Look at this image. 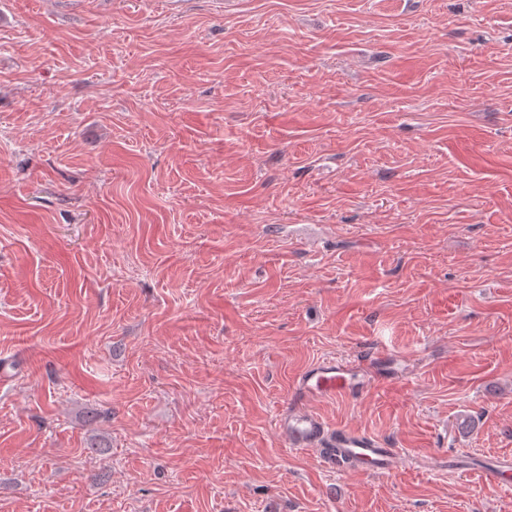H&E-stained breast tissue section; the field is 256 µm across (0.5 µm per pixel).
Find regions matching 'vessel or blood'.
Wrapping results in <instances>:
<instances>
[{
    "label": "vessel or blood",
    "instance_id": "b4317fda",
    "mask_svg": "<svg viewBox=\"0 0 512 512\" xmlns=\"http://www.w3.org/2000/svg\"><path fill=\"white\" fill-rule=\"evenodd\" d=\"M366 387L365 381L355 378L351 367L334 360L310 365L294 383L297 405L277 415L276 428L282 442L291 449L317 452L323 464L339 472L348 468L391 472L399 459L397 449L385 447L369 435L331 428L310 408L311 402L349 396ZM484 473L494 487L512 488V456L497 457Z\"/></svg>",
    "mask_w": 512,
    "mask_h": 512
}]
</instances>
